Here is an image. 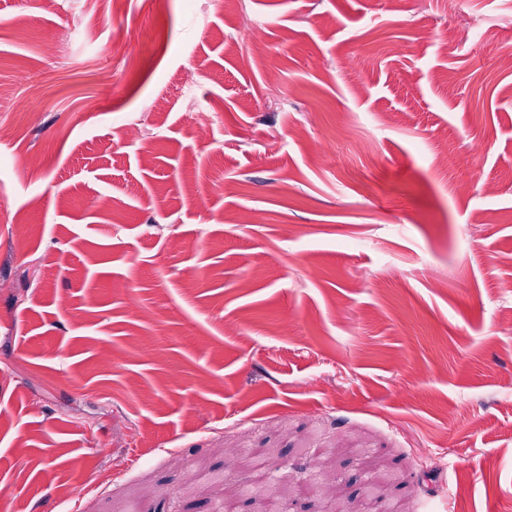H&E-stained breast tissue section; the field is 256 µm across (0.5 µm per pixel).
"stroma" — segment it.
<instances>
[{
    "label": "stroma",
    "mask_w": 512,
    "mask_h": 512,
    "mask_svg": "<svg viewBox=\"0 0 512 512\" xmlns=\"http://www.w3.org/2000/svg\"><path fill=\"white\" fill-rule=\"evenodd\" d=\"M511 36L512 0H0V512L302 471L336 493L285 512H512Z\"/></svg>",
    "instance_id": "1"
}]
</instances>
